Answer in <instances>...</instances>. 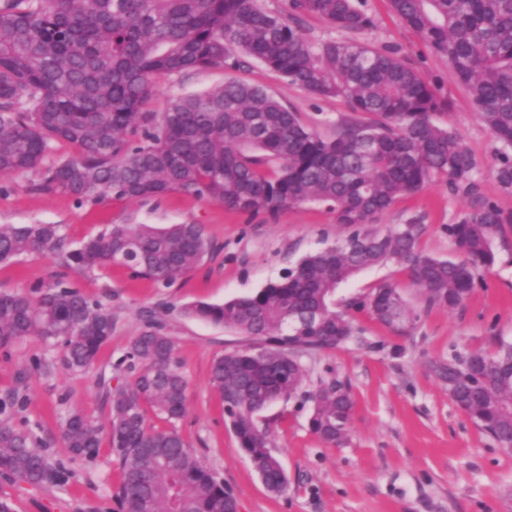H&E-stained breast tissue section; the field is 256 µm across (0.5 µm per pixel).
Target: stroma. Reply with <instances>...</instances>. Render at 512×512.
Listing matches in <instances>:
<instances>
[{"mask_svg":"<svg viewBox=\"0 0 512 512\" xmlns=\"http://www.w3.org/2000/svg\"><path fill=\"white\" fill-rule=\"evenodd\" d=\"M365 8L375 22L366 40L377 47H400L433 81L436 94L450 104L443 122L484 170L482 195L512 212V194L501 191L490 174L498 146L447 62L392 11L389 0H365ZM230 79L264 88L325 135L332 134L336 117L348 111L342 99L314 98L256 61L238 70L159 77L149 109L164 112L170 96L205 91ZM38 179L34 171L0 176V224H60L77 244L108 224L195 223L205 226L213 251L168 288L132 278L119 266L76 276L80 289L102 299L114 320L110 341L85 373L69 371L60 351L35 337L0 349V395L16 389L25 396L14 422L36 431L49 456L71 474L63 484L38 487L0 475V499L9 500L14 512H120L112 491L121 471L109 444L101 445L95 460L76 458L64 448L61 428L71 411L108 419L100 380L116 374L131 341L144 329L149 308L174 338L188 380L185 413L174 426L233 489L239 512H512V452L480 431L428 369L435 358L488 348L493 337L512 340V237L498 262L483 272L482 285L456 310L424 309L419 288L397 265L367 270L339 289L337 298L345 301L391 283L419 310L420 319L410 335L400 336L367 311L355 310L351 316L360 332L345 347L303 355L305 389L322 379L342 382L355 408L347 436L336 445L311 432L312 404L304 396L276 403L263 414L271 448L289 478L287 491L274 495L241 448L210 380L215 358L248 340L236 330L186 317L182 308L258 291L307 253L344 236L345 226L316 206L286 208L272 218L250 217L182 193L151 201L108 197L81 203L67 194L33 190ZM469 205L439 178L397 200L372 228L384 233L422 217L420 250L448 257L455 246L446 227ZM63 272L55 257L26 256L0 264V289L26 292ZM36 359L51 362L50 372H34Z\"/></svg>","mask_w":512,"mask_h":512,"instance_id":"35a3bbf8","label":"stroma"}]
</instances>
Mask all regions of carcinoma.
I'll return each instance as SVG.
<instances>
[{"instance_id": "obj_1", "label": "carcinoma", "mask_w": 512, "mask_h": 512, "mask_svg": "<svg viewBox=\"0 0 512 512\" xmlns=\"http://www.w3.org/2000/svg\"><path fill=\"white\" fill-rule=\"evenodd\" d=\"M396 14L465 88L500 146L491 175L512 193V0H391ZM320 17L342 37L313 40L301 17ZM373 27L363 0H0V175L42 171L38 187L79 201L152 200L172 192L214 200L251 216L314 204L349 233L303 256L281 280L222 304L196 303L185 315L234 328L259 342L217 358L211 381L241 447L266 489L288 476L259 416L297 396L301 355L339 349L358 329L336 310V289L361 271L406 268L427 307L454 310L492 267L512 213L484 199L481 167L450 129L432 82L402 50L360 38ZM253 59L316 98H341L349 114L324 137L266 90L237 80L144 111L153 81L186 71L239 69ZM70 148L50 164L57 145ZM436 178L471 200L446 226L459 256L418 249V225L385 234L365 229L399 196ZM212 250L202 224H114L70 246L60 224L0 225V264L53 255L76 274L122 266L169 287ZM374 320L405 335L418 315L398 288L381 284L361 301ZM114 328L101 300L61 277L38 295L0 290V349L30 336L61 347L67 369L90 370ZM123 375L105 386L107 423L66 415L64 447L87 461L103 437L121 469L113 492L122 512H238L233 492L174 429L147 411L183 417L187 379L174 339L156 312L134 338ZM448 396L503 449L512 450V342L455 353L429 364ZM311 431L336 444L354 409L349 390L322 381L308 394ZM24 397H0V473L31 485L63 483L40 439L13 422Z\"/></svg>"}]
</instances>
